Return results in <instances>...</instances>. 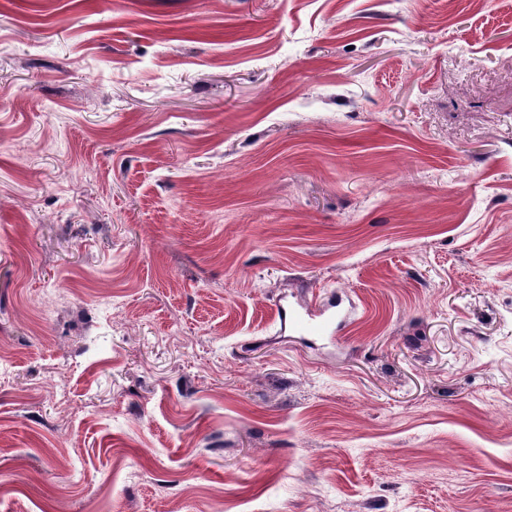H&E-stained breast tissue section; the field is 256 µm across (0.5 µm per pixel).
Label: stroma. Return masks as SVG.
Returning a JSON list of instances; mask_svg holds the SVG:
<instances>
[{"label": "stroma", "mask_w": 512, "mask_h": 512, "mask_svg": "<svg viewBox=\"0 0 512 512\" xmlns=\"http://www.w3.org/2000/svg\"><path fill=\"white\" fill-rule=\"evenodd\" d=\"M0 512H512V0H0Z\"/></svg>", "instance_id": "stroma-1"}]
</instances>
